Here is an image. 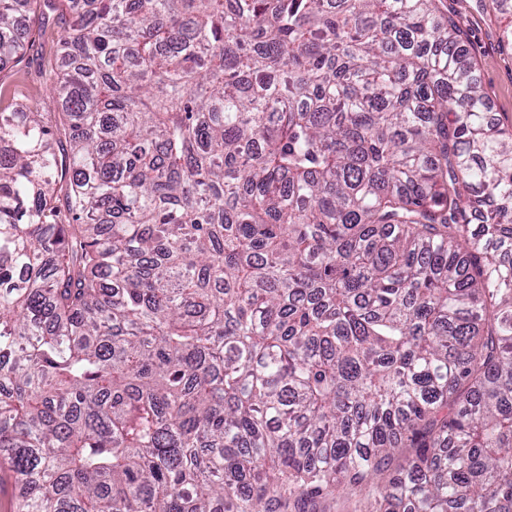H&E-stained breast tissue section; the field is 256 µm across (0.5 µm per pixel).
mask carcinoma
Returning <instances> with one entry per match:
<instances>
[{
  "label": "carcinoma",
  "mask_w": 512,
  "mask_h": 512,
  "mask_svg": "<svg viewBox=\"0 0 512 512\" xmlns=\"http://www.w3.org/2000/svg\"><path fill=\"white\" fill-rule=\"evenodd\" d=\"M439 2L0 0V67L68 12L0 111L18 512H512V131ZM61 23L50 19L41 24L27 50L21 67L6 66L0 72L1 108L11 111L22 103L34 111L57 112L58 107L50 93L51 79L59 61L58 40Z\"/></svg>",
  "instance_id": "1"
}]
</instances>
